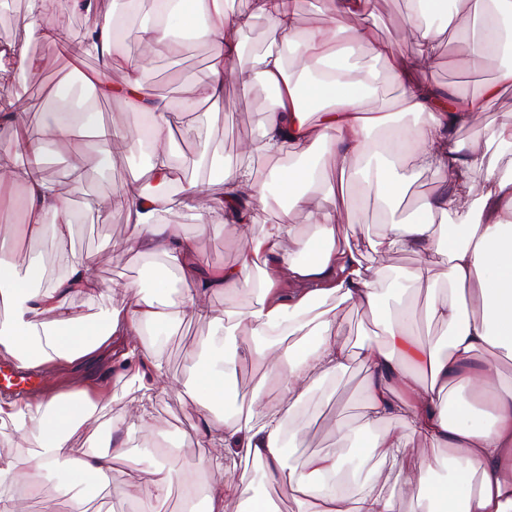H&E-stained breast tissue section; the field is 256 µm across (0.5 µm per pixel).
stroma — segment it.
Returning a JSON list of instances; mask_svg holds the SVG:
<instances>
[{"mask_svg": "<svg viewBox=\"0 0 512 512\" xmlns=\"http://www.w3.org/2000/svg\"><path fill=\"white\" fill-rule=\"evenodd\" d=\"M27 9V0H12L9 9L0 11V43L27 47L29 52L43 59L41 69L27 72L0 70V101L12 105L14 110L38 116L51 111V99H38L37 93L52 82L63 81L64 64L57 60L58 46L53 41L30 36L21 19ZM368 19L364 23L369 39L389 43L395 52L411 53L414 49L410 36L411 22L407 0H370ZM459 34L447 28L439 37L441 53L431 64L429 77L441 88H453L465 95L479 94L482 88L494 82L499 73V62L474 68L457 53ZM211 48L203 39H196L187 49L153 56L145 64V74L164 75L173 92L148 88L152 98L166 103L172 111L194 105L199 115L195 137L183 140L173 162V184L181 186L191 182L206 185V192L197 199L199 211H208L215 200L224 194L222 168L242 162L244 144L257 140L270 102L266 85L253 83L249 94H241L236 81L224 84V94L217 101H196L193 79L207 70ZM512 111V85L503 87L498 98L490 103L475 124L456 130L454 137L488 157H495L496 148L490 145L485 131L499 122L503 113ZM208 144L210 156L200 167L192 166L191 157L201 144ZM397 171L407 178V189L393 209H385L373 198L351 191L350 206L339 218L341 232L367 238L376 237L383 224L395 219H416L423 199L434 196L443 179L442 173L412 169L406 156L393 158ZM144 163L136 161L122 142H114L111 162H104L93 139L80 138L74 145L48 146L44 176L55 183L68 197L74 212V231L65 243L39 241L28 237L18 241L19 265L35 263L42 281L51 282L68 270L73 255L94 253L99 258V277L102 281L143 280L154 274L157 261L148 256L127 252L122 241L128 233L125 223L123 188L134 177L146 171ZM108 199L107 210L97 211L92 201ZM197 247L202 262L211 268L234 263L243 246L236 224L229 221L212 224L204 236H197ZM420 262L412 252L396 253L391 261L392 280L379 308L370 312L348 305L338 306L336 320L352 348L361 345L382 344L386 338L382 325L395 312V293H403L406 304L413 310L417 333L427 342L446 339L448 331L440 322L427 318L428 295L422 288H407L405 275ZM214 326L210 320H184L173 326L169 334L160 336L159 350L165 375L163 384L187 380L194 372L197 352L202 340L211 336ZM97 379L111 396L104 414L73 437L75 447L87 445L89 438L106 437L113 425L128 428L125 459L115 461L112 469V488L98 492L95 481L86 484L90 498L89 512H138L137 501L126 491L127 457L144 456L155 444L173 447L177 466L182 475V487L174 488L164 506V512H205V495L210 473L201 460L199 448L182 443L183 432L201 426L202 419L196 408L174 392L160 394L151 404L157 426L153 433L139 430L138 420L130 408L139 393L134 386L114 377L108 368H101ZM367 363L361 356H353L345 370L320 387L314 389L299 412L288 419L284 462L287 467H303L306 460L327 448H340L343 456L362 455L364 472L378 465V458L367 448L366 442L375 428L366 417ZM354 423L359 428L355 440L344 443L336 437L337 422ZM390 428L401 434L414 458L425 460L430 470L425 482L435 486L448 480V451L413 436L404 422L392 419ZM34 489H14L10 507L12 512H42L44 500L58 495L56 478L36 472Z\"/></svg>", "mask_w": 512, "mask_h": 512, "instance_id": "1", "label": "stroma"}]
</instances>
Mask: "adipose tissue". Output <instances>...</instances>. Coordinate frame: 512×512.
<instances>
[{"instance_id": "obj_1", "label": "adipose tissue", "mask_w": 512, "mask_h": 512, "mask_svg": "<svg viewBox=\"0 0 512 512\" xmlns=\"http://www.w3.org/2000/svg\"><path fill=\"white\" fill-rule=\"evenodd\" d=\"M367 2L336 0L337 25L302 31L297 27L296 0H252L246 13L228 11L225 0H153L154 13L165 20L143 29L137 57L125 54L111 17L88 29L87 52L102 65L93 78L101 94L127 97L150 120L146 138L117 125L107 132L95 131L94 136L104 161H111L116 138L152 159L144 178L134 179L125 189L130 231L124 245L159 257V271L148 286L136 281L106 285L98 277L97 258L80 255L73 257L65 276L43 288L33 287L32 274L19 272L14 258L18 233L38 239L49 230L61 240L73 224L64 193L43 175L42 145L72 143L79 125L59 112L39 117L25 141L0 142V152L16 159L12 169L0 174V184L20 182L27 189L25 224L0 228V292L12 302L10 319L0 322V357L62 370L103 356L113 340H120L125 350L116 376L140 391L141 426L147 429L152 425L148 406L162 365L146 333L163 330L170 322L204 317L214 292L254 294L246 310L227 314L225 324L217 325V337L206 343L192 380L174 387L202 416L201 427L187 433V441L199 448L217 446L225 455L253 461L266 482L287 484L296 512H403L406 497L424 491L423 476L406 474L405 444L393 431L379 432L370 443L389 463V472L365 481L347 468L334 448L312 457L300 469L285 468L283 456L287 417L298 411L315 387L344 370L350 359L336 316L324 307L326 299L332 296L341 304L377 309L380 290L392 274L390 256L415 251L421 261L408 272V280L420 284L437 276L448 286L447 294L432 297L427 304L428 316L447 328L448 338L440 344L421 342L399 316L385 328L387 345L362 347L369 372L368 418L376 423L405 417L413 434L449 449V471L478 474L475 487L452 481L433 487L429 492L439 512H512V393H498L496 372L475 362L479 352L489 349L512 353V113H504L487 133L505 167L487 162L485 154L454 138L458 128L474 124L478 113L497 98L499 83L512 82V66L501 71L498 84L471 97L438 88L425 78L440 53L442 26L465 31L459 50L476 67L492 61L501 42L512 44V30L504 34L499 29L500 21L512 19V0H491L493 8L483 17L449 14L447 0H411L417 19L412 55L396 54L381 41L368 42L371 54L384 61L387 77L402 89L406 111L424 118L415 127L394 130L396 145L408 151L414 169L443 172L445 182L437 196L422 202V218L391 222L362 245L339 235L336 198L344 196L348 181L357 173L363 176L360 188L365 196L387 202L399 196L403 183L381 168L362 171V164L378 153L375 130L389 126L391 116L363 113L361 94L371 90L374 74L337 64L349 43L365 40L364 29L346 27L345 22L362 17ZM96 7V0H28L22 22L39 36L52 38L57 31L51 18L57 9L90 14ZM256 17L272 24L279 41L247 56L238 35ZM178 23L193 24L212 48L211 64L194 84L197 98L218 99L230 78L244 94L256 80L277 91L262 137L245 149L247 156L263 160V169L249 164L225 167L224 195L207 214L193 204L203 190L201 184L190 183L175 194L170 191L176 139L191 135L192 126L176 127L166 104L139 92V70L146 58L169 48L167 29ZM118 62L128 78L114 86L104 71ZM291 153L301 158V166L285 165ZM325 156L333 161L337 181L331 194L318 201L310 188L323 176L318 160ZM478 172L484 175L480 205L462 208L460 197L472 192V177ZM274 197L288 201L278 222L265 225L260 235L246 236L236 262L215 271L203 267L195 238L165 221L177 205L202 231L224 216L247 228L259 222L258 204ZM296 211L307 212L315 225L317 250H310V242L296 234L291 222ZM438 215L463 225L462 234H444L434 222ZM260 264L265 276L257 281L253 271ZM173 277L182 284L181 299L175 304L167 293ZM281 278L291 286L285 300L276 292ZM117 293L124 300L115 306L111 297ZM78 294L99 303L95 316L75 314L71 300ZM304 331L313 336V344L293 352L289 337ZM241 335L251 340L250 357L269 374L272 388L267 394L251 395L239 413L224 415L216 408L224 402L237 363L226 353L224 342ZM424 371L431 384H423ZM446 387L489 398L487 418L473 416L461 401L456 414H449L442 396ZM109 403L104 391L90 385L68 392L49 388L34 400L0 401V425L11 427L35 448L36 470L60 476L69 491L64 504L45 500L43 512H88L86 477H94L99 490L109 489L114 460L109 449L121 447L123 431L113 428L107 444L92 439L87 447L78 448L72 442L74 434ZM140 473L139 466L130 467L127 483L140 512H161L179 480L172 457H154V478L149 483H141ZM207 498L209 512H228L234 503L251 506L253 512H273L269 502L252 495L249 482L225 478L219 470L211 477Z\"/></svg>"}]
</instances>
